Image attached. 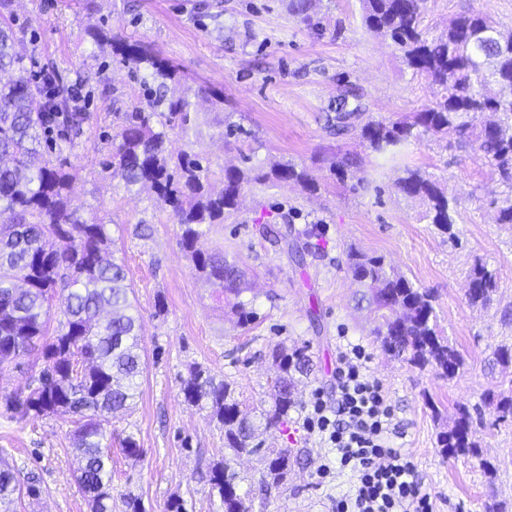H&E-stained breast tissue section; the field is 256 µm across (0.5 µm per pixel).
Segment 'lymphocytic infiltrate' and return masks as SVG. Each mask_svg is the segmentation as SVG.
I'll use <instances>...</instances> for the list:
<instances>
[{"label": "lymphocytic infiltrate", "instance_id": "f902f5d3", "mask_svg": "<svg viewBox=\"0 0 512 512\" xmlns=\"http://www.w3.org/2000/svg\"><path fill=\"white\" fill-rule=\"evenodd\" d=\"M370 353L360 344L340 349L336 359V401L315 398L304 426L335 449V465L349 471L352 486L337 497L336 512H434L430 492L418 481L412 454L391 445L393 410L385 388L369 378Z\"/></svg>", "mask_w": 512, "mask_h": 512}]
</instances>
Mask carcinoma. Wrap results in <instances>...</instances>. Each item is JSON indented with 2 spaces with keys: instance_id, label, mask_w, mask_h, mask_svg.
Returning a JSON list of instances; mask_svg holds the SVG:
<instances>
[{
  "instance_id": "1",
  "label": "carcinoma",
  "mask_w": 512,
  "mask_h": 512,
  "mask_svg": "<svg viewBox=\"0 0 512 512\" xmlns=\"http://www.w3.org/2000/svg\"><path fill=\"white\" fill-rule=\"evenodd\" d=\"M428 0H362L363 22L370 30L388 36L403 53L407 66L431 77L442 87L441 98L416 113L411 122L386 124L369 120L360 136L378 153L391 151L414 135L456 133L474 138L481 159L512 180V32L502 34L474 52L471 38L494 28L482 14H461L438 38L421 29ZM16 33L0 17V71L18 72L16 79L0 82V212L12 221L0 224V356H19L41 344L43 367L36 387L28 395L0 398L5 410L20 417L57 415L74 418L75 445L81 455L78 480L88 496L92 512H112V436L101 419L128 411L135 399L136 380L144 369L140 325L130 308L128 269L109 258L111 240L106 225L87 222L71 195L72 175L64 165L47 157L43 141L51 123L63 118L70 127L80 125L81 111L58 99L55 87L26 76L25 58L15 49ZM112 52L120 61L146 71L149 104L118 113L120 124L112 138L108 167L125 187L150 186L157 200L172 210L180 224L181 245L190 252L196 269L216 288L238 295L244 272L224 258V253L202 248L208 224L224 223V214L238 206L247 183H293L315 192L318 183L309 172L290 161L268 171L246 173L237 168L216 173L188 152H169L167 130L188 133L198 112L196 100L224 111V94L211 86H185L184 69L152 54L142 44L112 40ZM497 81L505 92L491 102L482 86ZM505 117L493 134L470 130L465 117L479 107ZM406 195L424 200L431 223L448 232L455 224L457 202L418 169L407 168L399 179ZM353 277L367 288L360 297L384 316L381 344L397 357L434 368L453 379L464 366V357L439 334L433 294L416 288L404 276L388 270L382 258L352 252L348 255ZM470 305L490 304L497 288L496 272L475 263L468 273ZM62 310L54 333H49L51 308ZM275 380L270 408L256 417L245 413L229 381L215 382L200 366L182 382L185 398L205 404L211 417L224 427V462L210 475L224 512H252L253 504L239 493L236 461L258 452L254 443L259 428H278L288 423L297 407L294 389L312 371L304 347L271 352ZM494 423L512 422V395L489 392L483 405H459L437 435L447 457H477L476 427L484 425V409ZM265 470L259 480L260 500L280 490L288 471L298 460L291 448L262 454ZM36 486H24L11 466L0 461V504Z\"/></svg>"
}]
</instances>
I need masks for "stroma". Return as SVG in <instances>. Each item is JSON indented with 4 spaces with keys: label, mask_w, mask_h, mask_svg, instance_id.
<instances>
[{
    "label": "stroma",
    "mask_w": 512,
    "mask_h": 512,
    "mask_svg": "<svg viewBox=\"0 0 512 512\" xmlns=\"http://www.w3.org/2000/svg\"><path fill=\"white\" fill-rule=\"evenodd\" d=\"M10 12L17 51L47 69L61 98L80 96V128L53 125L48 143L75 176L72 195L83 219L106 224L112 254L129 271L142 326L147 365L135 405L103 423L113 441L112 512H121L126 494L141 498L147 512H168L176 498L185 512H220L209 475L224 460V431L208 409L185 399L182 382L199 365L215 380L232 381L243 407L269 405L268 354L278 344L306 347L315 372L299 385L288 426L262 436L265 447L304 452L262 512H332L348 476L320 478L335 452L303 419L316 394L335 398L336 351L346 341L371 352L368 374L393 409L390 439L412 452L436 512H485L501 501L512 512V424L477 428L480 458L449 459L437 444L434 418L459 404H481L488 391L512 390V365L493 362L497 347H512V226L497 221L512 186L467 139H411L390 155L367 148L358 126L330 127L336 101L349 89L368 118L387 122L411 120L440 93L389 38L364 26L361 0H316L307 22L290 12L289 0H12ZM462 12L487 13L501 31H512V0H429L422 27L439 36ZM98 34L140 42L179 64L190 87L223 90V111L200 103L189 133L169 131L170 151L197 153L216 172L291 161L318 182L313 194L285 183L245 185L237 210L208 227L205 248L223 250L245 273L240 295L222 293L199 275L180 244L179 224L151 191L127 190L106 169L116 113L144 106L146 97L142 73L114 57L109 44H96ZM350 156L356 166L338 179L335 166ZM408 168L457 198L450 233L431 224L422 199L400 191ZM143 224L149 236L137 235ZM263 226L298 233L305 263L260 234ZM353 249L382 257L432 291L442 335L466 357L454 379L383 350L379 312L356 302L362 287L348 267ZM477 262L497 274L484 309L466 298L467 272ZM239 302L255 311L252 322L239 323ZM41 367L37 349L0 363V395H27ZM73 430L56 416L20 421L0 408V458L19 480L39 478L37 494L23 495L13 512H90ZM129 434L140 458L122 451ZM483 458L496 465L495 478L484 475Z\"/></svg>",
    "instance_id": "35a3bbf8"
}]
</instances>
